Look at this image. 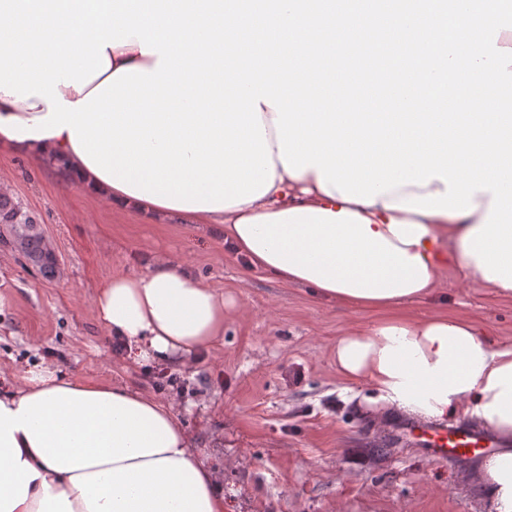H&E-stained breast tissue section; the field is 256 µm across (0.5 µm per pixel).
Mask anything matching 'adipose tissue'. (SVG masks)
Masks as SVG:
<instances>
[{
	"label": "adipose tissue",
	"instance_id": "adipose-tissue-1",
	"mask_svg": "<svg viewBox=\"0 0 512 512\" xmlns=\"http://www.w3.org/2000/svg\"><path fill=\"white\" fill-rule=\"evenodd\" d=\"M260 111L274 183L257 200L214 211L168 208L115 188L84 163L66 130L38 140L0 132V147L59 169L115 211L211 225L251 268L373 313L371 323L336 338L343 378L367 383L384 405L417 418L461 417L512 442V342L462 316L403 311L434 297L449 268L512 297L463 246L483 223L491 193H474V211L458 217L400 209L401 199L445 192L438 179L370 205L345 201L321 189L317 169L296 177L285 170L276 113L265 104ZM226 308L222 293L168 258L112 275L95 296L99 322L127 351L180 366L223 339ZM475 478L490 512H512V445L480 461ZM0 512H224V497L170 406L118 382L65 379L44 368L0 393Z\"/></svg>",
	"mask_w": 512,
	"mask_h": 512
}]
</instances>
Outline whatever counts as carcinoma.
<instances>
[{
    "label": "carcinoma",
    "mask_w": 512,
    "mask_h": 512,
    "mask_svg": "<svg viewBox=\"0 0 512 512\" xmlns=\"http://www.w3.org/2000/svg\"><path fill=\"white\" fill-rule=\"evenodd\" d=\"M0 244L19 252L26 263L44 275H51L56 261L47 247L38 219L21 203L0 194Z\"/></svg>",
    "instance_id": "obj_1"
}]
</instances>
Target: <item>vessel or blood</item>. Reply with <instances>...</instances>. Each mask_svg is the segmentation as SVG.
I'll use <instances>...</instances> for the list:
<instances>
[{"label":"vessel or blood","instance_id":"obj_1","mask_svg":"<svg viewBox=\"0 0 512 512\" xmlns=\"http://www.w3.org/2000/svg\"><path fill=\"white\" fill-rule=\"evenodd\" d=\"M396 433L407 443L429 449L433 457L441 460L460 459L502 445L501 437L464 423L443 425L406 420L398 425Z\"/></svg>","mask_w":512,"mask_h":512}]
</instances>
